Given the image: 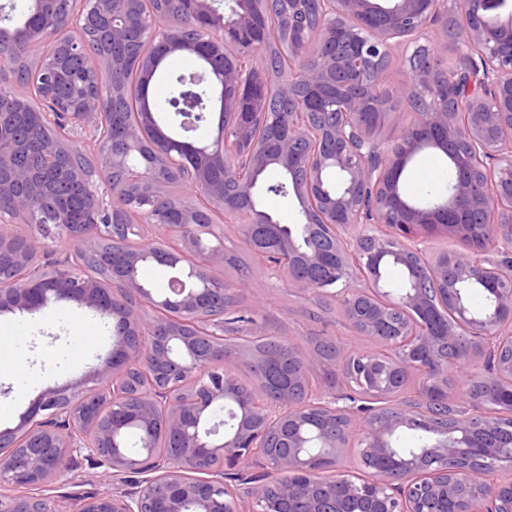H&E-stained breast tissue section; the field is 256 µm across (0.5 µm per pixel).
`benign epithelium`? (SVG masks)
Masks as SVG:
<instances>
[{"label":"benign epithelium","mask_w":512,"mask_h":512,"mask_svg":"<svg viewBox=\"0 0 512 512\" xmlns=\"http://www.w3.org/2000/svg\"><path fill=\"white\" fill-rule=\"evenodd\" d=\"M33 0L24 27L0 17V72L28 69L41 76L38 97L51 110L17 112L12 101L0 103V257L21 271L11 287L0 289V310L36 312L58 301L72 303L116 320L112 355L83 378L48 388L22 414L19 423L0 431V489L38 490L67 470L81 452L98 468L126 478L150 468L158 475L134 490L84 500L79 512H512V399L488 404L496 383L512 380V17L503 23L489 15L499 0H467L454 16L452 36L458 63L436 66L432 26L448 21L446 0H185L183 16L158 25L162 38L143 42L140 59L154 65L160 53H205L222 63L224 111L231 117L232 139H219L210 150L185 142L176 159L164 143L167 134L142 120L127 129L128 150L115 151L102 139L91 140L104 165L89 172L69 160L72 131L106 122L105 101L124 88L112 82L125 59L106 50L94 55L91 69L78 72L75 60L97 44L93 25L114 44L141 22L138 0ZM276 6L279 20L298 34L289 43L292 66L276 75L266 70L265 39L254 28L256 11ZM318 16L310 30L308 17ZM202 19L211 37L198 43L184 36L185 20ZM53 42L52 57L36 55L33 42ZM404 46L406 77L392 99L409 107L411 124L383 143L364 123L377 106L385 69L365 81L367 64L384 60ZM71 92L60 96L57 90ZM296 100V116L281 115L285 132L270 154L255 132L272 95ZM327 108L334 118L313 126L307 116ZM52 123L59 135L40 145L43 164H14L27 147L28 123ZM322 146L305 166L291 160L304 143ZM431 143L452 155L458 169L449 198L433 207L408 203L400 179L408 163ZM224 158V179L213 181L215 156ZM209 208L234 212L231 200L251 201L258 176L275 166L288 172L294 195L310 206L301 222L282 224L268 217L244 224L241 243L258 254L269 276L305 299L333 300L348 323L388 349V358L357 352L329 361L317 350L298 353L300 370L275 385L257 371L258 357L236 353L255 370L246 386L224 369L215 345L203 351L208 333L224 338V315L203 312L222 306L196 288L192 278L204 271L221 285L224 297L254 287L249 277L224 283V232L190 219L194 206L177 205L180 224L152 225V249H128L126 239L142 225L131 207L114 227V204L125 198L150 199L178 166ZM60 183L77 186L89 222L77 224L69 199L54 193ZM464 212L467 223L453 215ZM207 233L218 245L200 253L197 266L182 271L173 253L197 252ZM433 235L456 239L460 249L429 257L420 244ZM66 246L64 260L42 264L49 243ZM118 252L121 264L112 265ZM426 261L431 288L415 280L389 288L381 269L391 259L412 268ZM93 259L112 268L135 303L117 306L112 289L79 272ZM172 267L174 275L155 297L136 277L144 263ZM483 283L491 308L475 313L466 298L467 284ZM452 320L442 333L426 321H396L395 313L428 314L432 293ZM465 346L467 358L483 354L495 372L480 377L482 390L458 410L449 427L431 425L430 417L409 401L397 399L394 383L404 375L419 384L418 400L450 403L458 395L443 379L461 374L462 364L442 351V337ZM340 375L352 391L337 395L309 388L310 375ZM236 406L235 425L224 432L213 423L224 403ZM347 418L346 428L325 432L330 417ZM425 422L438 434L423 451H400L392 437L403 427ZM142 436L141 450L130 453L118 441L126 429ZM162 432L168 445L152 442ZM509 435L487 447L485 437ZM358 448L362 466L377 475L363 478L346 469L347 449ZM327 458L335 475L324 479L312 463ZM236 470L245 484L240 495L224 483L225 469ZM0 512H56L43 496L0 494Z\"/></svg>","instance_id":"benign-epithelium-1"}]
</instances>
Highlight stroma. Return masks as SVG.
<instances>
[{"mask_svg": "<svg viewBox=\"0 0 512 512\" xmlns=\"http://www.w3.org/2000/svg\"><path fill=\"white\" fill-rule=\"evenodd\" d=\"M253 288L239 292V311L253 319L271 336L295 343L300 350L312 348L318 336L335 338L347 351H374L372 338L355 332L348 325L341 307L330 304L319 309L316 302L302 298L283 284L269 285L266 269L253 266ZM72 304H56L51 316L40 313L0 312V337H21L20 354L25 361L24 375L0 377V429L15 427L20 415L47 388L61 387L96 368L112 350L113 322L88 314V327L81 341H74L69 330ZM102 469L85 455H78L67 471L47 489L60 512H78L89 496L118 488Z\"/></svg>", "mask_w": 512, "mask_h": 512, "instance_id": "1", "label": "stroma"}]
</instances>
